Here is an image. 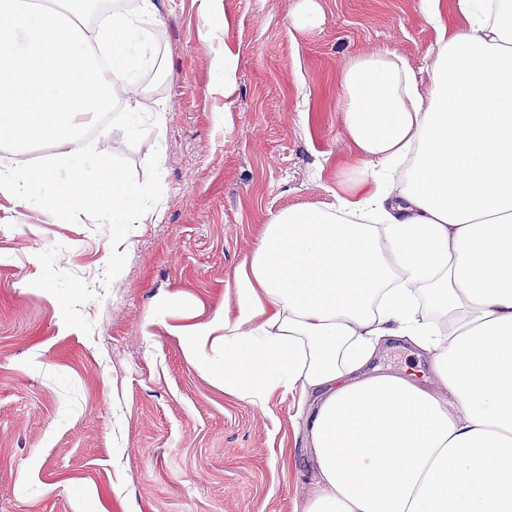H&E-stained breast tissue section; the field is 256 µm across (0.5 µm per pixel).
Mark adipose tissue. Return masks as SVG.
Masks as SVG:
<instances>
[{
    "label": "adipose tissue",
    "instance_id": "obj_1",
    "mask_svg": "<svg viewBox=\"0 0 512 512\" xmlns=\"http://www.w3.org/2000/svg\"><path fill=\"white\" fill-rule=\"evenodd\" d=\"M87 0H0V142L49 143L33 172L0 161V195L71 223L96 198L123 244L159 223L147 185L108 160L102 113L129 133L165 106L140 88L147 28L168 0L80 23ZM422 95L402 57L340 76L354 157L331 209H288L234 280L235 314L176 325L189 363L265 405L300 389L315 485L302 512H512V0H457ZM406 341L431 373L373 362Z\"/></svg>",
    "mask_w": 512,
    "mask_h": 512
}]
</instances>
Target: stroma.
Wrapping results in <instances>:
<instances>
[{"mask_svg": "<svg viewBox=\"0 0 512 512\" xmlns=\"http://www.w3.org/2000/svg\"><path fill=\"white\" fill-rule=\"evenodd\" d=\"M316 2L312 26L302 0H171L149 22L140 83L166 125L108 122L99 179L155 186L162 218L120 249L95 201L54 224L0 196V512H295L311 475L297 394L225 395L153 317L234 306L262 224L335 204L350 59L394 52L429 93L439 32L420 0ZM228 49L229 98L212 74Z\"/></svg>", "mask_w": 512, "mask_h": 512, "instance_id": "35a3bbf8", "label": "stroma"}]
</instances>
